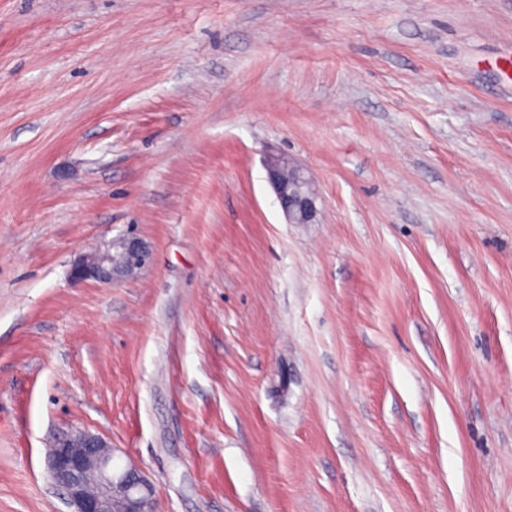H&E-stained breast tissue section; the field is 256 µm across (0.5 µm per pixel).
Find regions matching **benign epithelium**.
Listing matches in <instances>:
<instances>
[{
	"label": "benign epithelium",
	"mask_w": 512,
	"mask_h": 512,
	"mask_svg": "<svg viewBox=\"0 0 512 512\" xmlns=\"http://www.w3.org/2000/svg\"><path fill=\"white\" fill-rule=\"evenodd\" d=\"M267 180L290 224H310L317 215L316 196L309 180L290 160L272 155L266 163ZM149 260L133 241L108 242L72 269L78 280L110 283L129 275ZM114 452L101 436L86 429L66 435L49 455V473L66 495L73 512H151L154 487L135 464L113 466Z\"/></svg>",
	"instance_id": "7a95c632"
}]
</instances>
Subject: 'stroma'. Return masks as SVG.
Here are the masks:
<instances>
[{
  "instance_id": "obj_1",
  "label": "stroma",
  "mask_w": 512,
  "mask_h": 512,
  "mask_svg": "<svg viewBox=\"0 0 512 512\" xmlns=\"http://www.w3.org/2000/svg\"><path fill=\"white\" fill-rule=\"evenodd\" d=\"M74 428L155 512H512V0H0V512ZM266 170L288 223L311 224L317 215L316 196L301 169L284 157L272 155ZM148 260V253L134 241H110L75 265L72 276L78 280L112 283L115 277L132 274Z\"/></svg>"
}]
</instances>
